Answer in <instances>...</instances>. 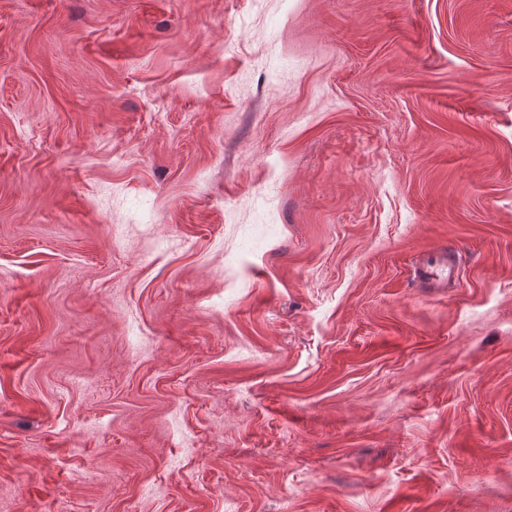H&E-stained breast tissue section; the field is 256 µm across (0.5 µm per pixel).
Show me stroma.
<instances>
[{
    "instance_id": "1",
    "label": "stroma",
    "mask_w": 512,
    "mask_h": 512,
    "mask_svg": "<svg viewBox=\"0 0 512 512\" xmlns=\"http://www.w3.org/2000/svg\"><path fill=\"white\" fill-rule=\"evenodd\" d=\"M0 512H512V0H0ZM455 264L449 261L448 248L428 253L423 259L421 275L433 286L447 285L456 281Z\"/></svg>"
}]
</instances>
